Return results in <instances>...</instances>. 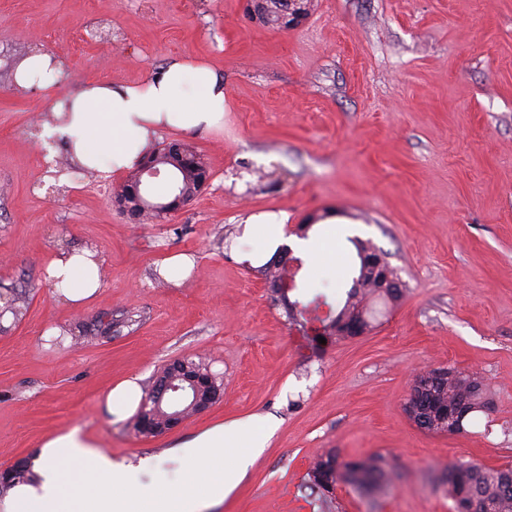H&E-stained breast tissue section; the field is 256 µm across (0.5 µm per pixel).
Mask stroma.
I'll return each instance as SVG.
<instances>
[{
    "label": "stroma",
    "instance_id": "stroma-1",
    "mask_svg": "<svg viewBox=\"0 0 512 512\" xmlns=\"http://www.w3.org/2000/svg\"><path fill=\"white\" fill-rule=\"evenodd\" d=\"M48 55L50 87H19L15 64ZM175 61L224 80V120L160 131L207 163L208 186L156 224L124 216V181L77 169L42 122L88 82L129 85ZM264 214L286 233L352 236L389 255L407 291L367 333L323 344L288 320L243 228ZM96 251L98 295L76 305L43 276L59 250ZM350 263L300 267L289 299L340 307ZM26 293L0 323V469L78 431L115 461L164 458L249 415L276 430L248 476L206 512H453L452 463L512 466V0H312L297 26L253 18L247 0H0V291ZM204 361L222 396L145 437L106 396L149 390L174 360ZM489 380L494 409L429 433L405 405L416 374ZM384 456L400 475L367 494L305 486L321 456Z\"/></svg>",
    "mask_w": 512,
    "mask_h": 512
}]
</instances>
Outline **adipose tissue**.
<instances>
[{"mask_svg": "<svg viewBox=\"0 0 512 512\" xmlns=\"http://www.w3.org/2000/svg\"><path fill=\"white\" fill-rule=\"evenodd\" d=\"M193 91L184 93L185 76ZM224 117V81L206 65L173 62L144 82L87 85L63 112L42 125V139L62 138L73 146L80 166L96 169L108 157L118 174L139 164L160 130L212 128ZM47 280L71 303L92 298L101 288L94 251L61 252L50 259ZM275 423L251 416L215 426L179 445V491L144 485L160 462L112 461L78 432L46 441L34 482L16 486L0 512H204L207 504L228 497L263 454Z\"/></svg>", "mask_w": 512, "mask_h": 512, "instance_id": "adipose-tissue-1", "label": "adipose tissue"}]
</instances>
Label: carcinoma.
Masks as SVG:
<instances>
[{
	"label": "carcinoma",
	"instance_id": "carcinoma-1",
	"mask_svg": "<svg viewBox=\"0 0 512 512\" xmlns=\"http://www.w3.org/2000/svg\"><path fill=\"white\" fill-rule=\"evenodd\" d=\"M286 2L287 0H264L263 13L259 20L266 25H280ZM205 168L201 155L193 149L189 150L182 166L174 172L176 187L185 199H193L203 188ZM357 280L361 287H353L348 291L338 312L329 310L321 317L317 315L320 304L310 307L295 301L288 304L287 318L295 322L301 320L305 324L310 320L321 323L318 335L326 340H341L336 335V324L343 320H358L363 316L367 326H372L376 321L377 311L367 306L366 300L373 297V289L366 287L367 277L361 268L358 269ZM23 303L25 294L21 291L0 292V307L11 310L15 315L21 313ZM187 364L209 384L213 393L222 390L217 377L205 364L192 359L187 360ZM427 398L437 403L445 399H467L472 403L471 412L468 413L470 417L478 412L487 415L493 407L491 390L483 378L474 373L452 369L448 370V380L431 388ZM323 472L330 474L331 485L328 486L318 479V475ZM448 472L459 476V480L448 479L445 483V491L452 502H458L464 494L467 501L474 505V512H512V467L493 469L474 463H461L449 466ZM307 476L306 488L320 496L325 504L330 502L329 493L333 486L343 484L362 492H374L391 487L397 479L393 468L379 454L359 459L352 468L348 467V463L339 461L337 455L327 454L313 463Z\"/></svg>",
	"mask_w": 512,
	"mask_h": 512
}]
</instances>
